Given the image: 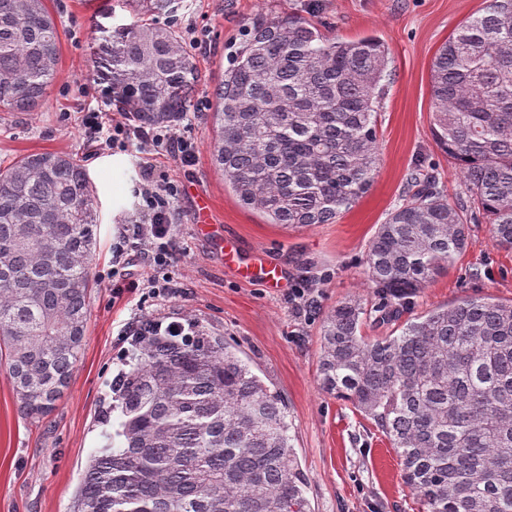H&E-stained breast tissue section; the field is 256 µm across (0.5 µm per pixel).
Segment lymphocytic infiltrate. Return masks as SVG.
Instances as JSON below:
<instances>
[{
	"label": "lymphocytic infiltrate",
	"instance_id": "f902f5d3",
	"mask_svg": "<svg viewBox=\"0 0 512 512\" xmlns=\"http://www.w3.org/2000/svg\"><path fill=\"white\" fill-rule=\"evenodd\" d=\"M87 144L111 149H127L131 144L149 148L156 154L177 157L182 165H192L195 146L188 137L163 129H143L125 121H107L104 113L85 112L81 119ZM179 195L178 184L156 165L139 166V181L134 188L136 213L129 223L120 225L112 245V264L124 266L131 254L145 259L146 275L142 281L119 277L112 282L113 298L139 292V311L119 330L123 336H138L153 318L144 313V306H157L181 295L176 274L180 261L179 215L174 202Z\"/></svg>",
	"mask_w": 512,
	"mask_h": 512
}]
</instances>
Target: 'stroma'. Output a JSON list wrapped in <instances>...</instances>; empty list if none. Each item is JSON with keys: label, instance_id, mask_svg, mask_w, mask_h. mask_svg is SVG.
Instances as JSON below:
<instances>
[{"label": "stroma", "instance_id": "1", "mask_svg": "<svg viewBox=\"0 0 512 512\" xmlns=\"http://www.w3.org/2000/svg\"><path fill=\"white\" fill-rule=\"evenodd\" d=\"M175 26L197 75L184 130L196 145L195 164L173 156L152 162L181 185L175 206L187 247L178 267L182 296L150 307L163 322L195 323L225 337L252 371L282 399L295 456L307 477L311 512H424L403 480L401 460L371 420L317 383L320 324L336 303L361 299L374 307L362 258L378 224L399 205L407 174L434 172L445 193L460 180L431 129L430 68L439 48L486 0H188ZM60 33L56 79L33 112H0V166L40 152L83 162L96 190L100 214L97 249L90 261L86 342L71 384L51 416L40 421L19 413L13 388L0 369V512H74V500L90 457L120 444L119 412L108 411L112 380L134 350L117 331L135 310L137 295L112 299V239L133 214L139 149L103 151L86 158L84 112L117 113L96 68L95 49L116 27L129 23L131 0H48ZM298 16L330 37L379 36L390 63L379 100L378 164L370 191L337 223L291 227L266 223L240 205L225 176L211 162L214 135L208 119L213 92L254 18ZM207 197L224 238L236 241L244 262L264 254L282 271L285 285L247 281L225 268L212 243L195 227L200 197ZM479 268L480 279L469 276ZM311 289L313 303L298 310L291 286ZM479 294L512 300V251L497 247L485 224L476 225L455 267L422 288L410 308L421 314Z\"/></svg>", "mask_w": 512, "mask_h": 512}]
</instances>
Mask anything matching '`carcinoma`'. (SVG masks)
Here are the masks:
<instances>
[{
    "label": "carcinoma",
    "mask_w": 512,
    "mask_h": 512,
    "mask_svg": "<svg viewBox=\"0 0 512 512\" xmlns=\"http://www.w3.org/2000/svg\"><path fill=\"white\" fill-rule=\"evenodd\" d=\"M134 20L101 44L97 68L140 126H174L196 80L180 32L154 17L183 0H134ZM45 0H0V112H33L59 62ZM384 41L327 39L311 22L257 18L215 92L210 143L240 205L269 224H334L371 188ZM432 131L463 191L415 168L403 202L363 263L375 311L393 321L467 250L488 220L512 250V0H489L435 55ZM94 191L58 152L0 168V360L18 411L55 410L85 345ZM359 299L320 326L318 385L371 420L400 457L426 512H512V301L469 295L406 319L399 334L363 333ZM135 363L112 381L118 448L94 453L77 512H310L306 477L279 395L222 337H135Z\"/></svg>",
    "instance_id": "carcinoma-1"
}]
</instances>
